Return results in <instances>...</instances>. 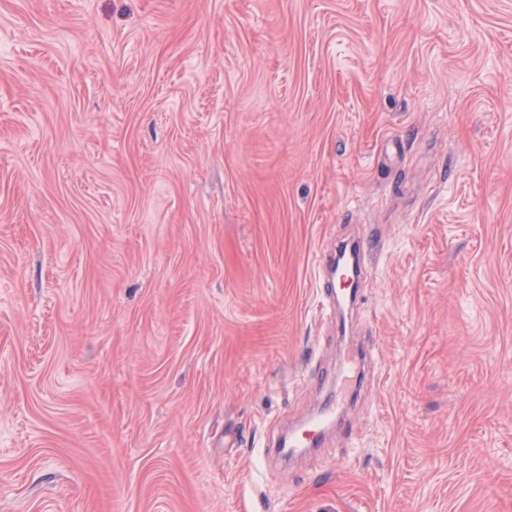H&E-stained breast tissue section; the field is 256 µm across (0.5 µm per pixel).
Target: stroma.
Here are the masks:
<instances>
[{"label": "stroma", "instance_id": "35a3bbf8", "mask_svg": "<svg viewBox=\"0 0 512 512\" xmlns=\"http://www.w3.org/2000/svg\"><path fill=\"white\" fill-rule=\"evenodd\" d=\"M0 512H512V0H0ZM326 417L304 424L290 437L289 441L293 444L292 446L294 448H301L303 445L313 446L322 430V423Z\"/></svg>", "mask_w": 512, "mask_h": 512}]
</instances>
